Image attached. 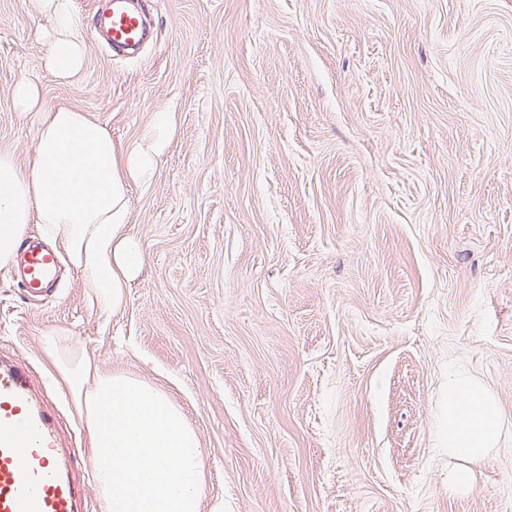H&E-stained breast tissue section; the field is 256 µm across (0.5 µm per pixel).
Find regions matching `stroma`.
<instances>
[{
	"label": "stroma",
	"mask_w": 512,
	"mask_h": 512,
	"mask_svg": "<svg viewBox=\"0 0 512 512\" xmlns=\"http://www.w3.org/2000/svg\"><path fill=\"white\" fill-rule=\"evenodd\" d=\"M75 0L86 66L48 72L29 0H0V150L27 163L68 105L121 146L176 116L128 191L145 264L101 309L62 261L33 299L0 271V358L78 450L87 429L40 336L179 405L224 512H512V0H142L154 42L118 57ZM37 79L40 109L12 88ZM495 395L506 442L448 486L452 365Z\"/></svg>",
	"instance_id": "1"
}]
</instances>
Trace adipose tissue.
I'll use <instances>...</instances> for the list:
<instances>
[{"instance_id": "1", "label": "adipose tissue", "mask_w": 512, "mask_h": 512, "mask_svg": "<svg viewBox=\"0 0 512 512\" xmlns=\"http://www.w3.org/2000/svg\"><path fill=\"white\" fill-rule=\"evenodd\" d=\"M29 5L47 68L62 81L79 75L86 54L74 0ZM173 129V113H156L142 138L123 148L85 112L46 111L30 162L0 153V270L16 265L35 230L87 279L101 307L119 308L144 260L127 229L128 189L151 181ZM41 342L86 426L104 512H200L205 450L182 409L148 382L98 369L66 331L45 329ZM503 440L494 397L457 367L448 375L449 456L480 461Z\"/></svg>"}]
</instances>
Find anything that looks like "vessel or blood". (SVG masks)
<instances>
[{"mask_svg": "<svg viewBox=\"0 0 512 512\" xmlns=\"http://www.w3.org/2000/svg\"><path fill=\"white\" fill-rule=\"evenodd\" d=\"M97 18L100 39L112 50L136 52L149 37L145 18L127 0H106ZM59 264L55 251L31 245L20 259L23 285L39 296ZM77 450L63 441L45 399L26 371L0 361V512H81L73 473Z\"/></svg>", "mask_w": 512, "mask_h": 512, "instance_id": "vessel-or-blood-1", "label": "vessel or blood"}]
</instances>
